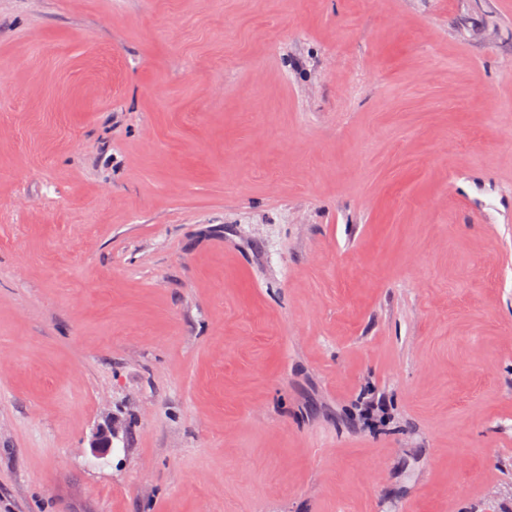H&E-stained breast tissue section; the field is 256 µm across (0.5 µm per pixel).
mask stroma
<instances>
[{
	"label": "stroma",
	"instance_id": "1",
	"mask_svg": "<svg viewBox=\"0 0 512 512\" xmlns=\"http://www.w3.org/2000/svg\"><path fill=\"white\" fill-rule=\"evenodd\" d=\"M509 500L512 0H0V512Z\"/></svg>",
	"mask_w": 512,
	"mask_h": 512
}]
</instances>
